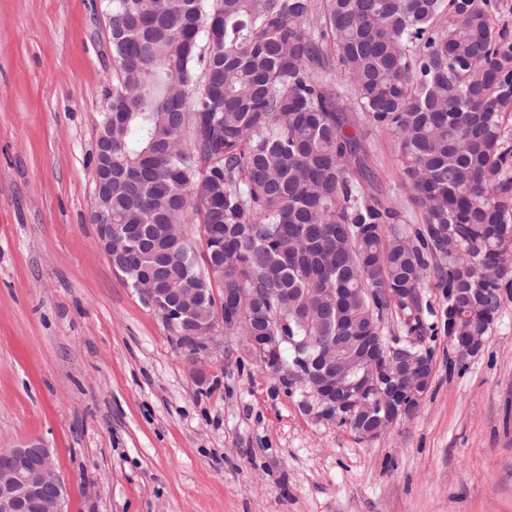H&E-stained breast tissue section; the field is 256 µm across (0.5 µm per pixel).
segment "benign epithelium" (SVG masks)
<instances>
[{"label":"benign epithelium","mask_w":512,"mask_h":512,"mask_svg":"<svg viewBox=\"0 0 512 512\" xmlns=\"http://www.w3.org/2000/svg\"><path fill=\"white\" fill-rule=\"evenodd\" d=\"M96 206L93 220L97 223L98 243L112 266L127 269V258L140 247L138 224H114L105 210L104 200L112 189V172L95 175ZM134 289L150 305L162 322L177 331L180 343L193 351L212 342L224 321L214 317L209 294L203 288H183L181 283L158 276L153 270L137 271ZM252 292L240 288L232 297L228 312L240 320L251 311ZM459 340L463 357L478 354L484 342L479 336L453 335L448 343ZM293 342L291 336H250L249 351L272 369L281 384L301 393V409L318 421L334 422L332 408L347 406L346 425L366 441L386 435L396 424L398 414L386 411L380 424L369 430L358 420L378 410L382 383H387L412 400H422V385L417 377L421 366L413 356L407 365L398 361L395 349L374 342L364 353L368 376L357 378V361L336 358V345L322 342L317 354L300 356L297 363L286 364L281 348ZM66 482L57 469L50 450L39 445H24L0 450V512H65Z\"/></svg>","instance_id":"obj_1"}]
</instances>
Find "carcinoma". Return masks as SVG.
I'll return each mask as SVG.
<instances>
[{
    "label": "carcinoma",
    "mask_w": 512,
    "mask_h": 512,
    "mask_svg": "<svg viewBox=\"0 0 512 512\" xmlns=\"http://www.w3.org/2000/svg\"><path fill=\"white\" fill-rule=\"evenodd\" d=\"M498 0H110L114 224H155L168 276L201 272L224 243L221 288L285 293L284 336L386 345L391 305L424 325L433 273L462 336H485L512 272V34ZM371 128L396 135L421 224L363 189L360 137L334 80ZM200 224L202 252L171 238ZM339 289L322 312L325 289Z\"/></svg>",
    "instance_id": "carcinoma-1"
}]
</instances>
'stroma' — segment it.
Instances as JSON below:
<instances>
[{
  "label": "stroma",
  "mask_w": 512,
  "mask_h": 512,
  "mask_svg": "<svg viewBox=\"0 0 512 512\" xmlns=\"http://www.w3.org/2000/svg\"><path fill=\"white\" fill-rule=\"evenodd\" d=\"M111 90L108 0H0V448H49L66 512H512V294L476 356L438 335L386 436L315 421L243 337L181 349L100 249ZM340 106L419 224L394 137Z\"/></svg>",
  "instance_id": "35a3bbf8"
}]
</instances>
